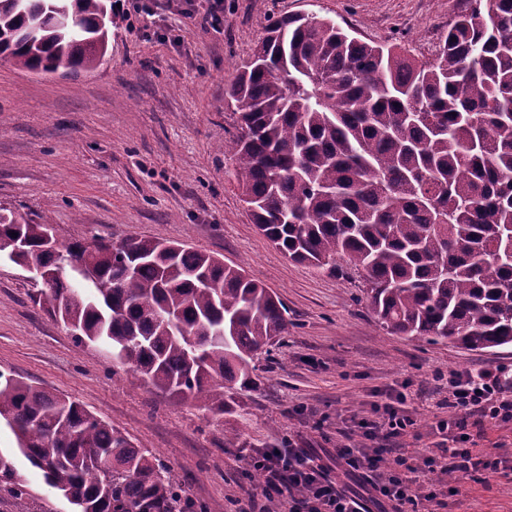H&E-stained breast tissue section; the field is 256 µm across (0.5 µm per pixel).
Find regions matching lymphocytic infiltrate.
<instances>
[{
  "label": "lymphocytic infiltrate",
  "mask_w": 512,
  "mask_h": 512,
  "mask_svg": "<svg viewBox=\"0 0 512 512\" xmlns=\"http://www.w3.org/2000/svg\"><path fill=\"white\" fill-rule=\"evenodd\" d=\"M435 405L449 414L437 418L432 447L413 455L405 448L377 446L380 438L400 439L415 421L404 410V393L377 392L371 418L357 422L359 438L337 443L332 463L312 448L286 439L284 447L265 448L243 458L248 469L261 472V490L244 489L235 512H268L275 499L288 512H435L446 498L460 495L461 480H484L512 474V456L483 452L476 440L488 425L512 423V368L436 373ZM344 476L335 481L330 466ZM371 486L370 495L359 492Z\"/></svg>",
  "instance_id": "1"
}]
</instances>
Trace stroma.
<instances>
[{
  "label": "stroma",
  "mask_w": 512,
  "mask_h": 512,
  "mask_svg": "<svg viewBox=\"0 0 512 512\" xmlns=\"http://www.w3.org/2000/svg\"><path fill=\"white\" fill-rule=\"evenodd\" d=\"M102 64L51 75L0 58V206L50 217L63 242L98 236L187 243L240 265L288 311V333L254 360L244 414L212 416L128 373L103 344L76 343L34 306L42 283L0 262V372L78 400L136 445L156 453L196 502L231 512L252 480L240 456L293 437L331 457L339 431L368 416L376 390L411 395L416 424L400 439L433 441L435 412L416 396L436 372L512 365V347L469 351L388 334L370 310L361 273L295 263L252 223L223 147L238 134L224 91L284 14H313L368 43L433 58L469 0H224L223 24L207 0H126ZM238 434L224 441L225 430ZM441 512H512V475L474 476Z\"/></svg>",
  "instance_id": "obj_1"
}]
</instances>
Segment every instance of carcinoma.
<instances>
[{"label": "carcinoma", "mask_w": 512, "mask_h": 512, "mask_svg": "<svg viewBox=\"0 0 512 512\" xmlns=\"http://www.w3.org/2000/svg\"><path fill=\"white\" fill-rule=\"evenodd\" d=\"M0 0V58L32 72L93 71L112 35L107 0ZM71 26L55 27L54 9ZM231 149L252 223L286 257L364 274L392 334L470 351L512 345V0H471L436 57L363 42L330 19L283 16L228 89ZM48 221L0 208V250L47 271L91 270L35 301L78 343L103 342L153 388L214 415L244 410L254 357L287 309L238 266L186 244L132 238L45 246ZM0 422L75 512H210L160 458L78 401L0 372ZM0 497L37 512L0 451Z\"/></svg>", "instance_id": "cac0c4a2"}]
</instances>
